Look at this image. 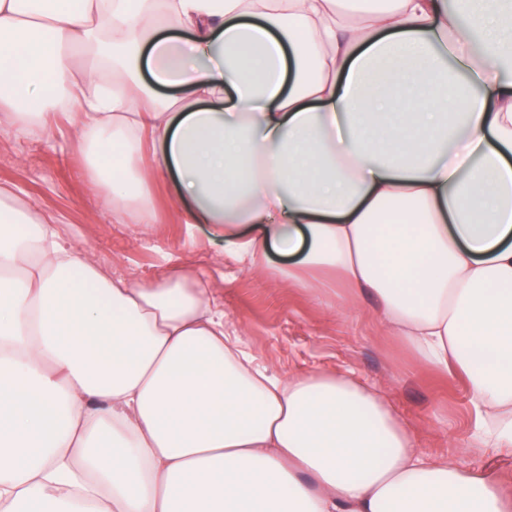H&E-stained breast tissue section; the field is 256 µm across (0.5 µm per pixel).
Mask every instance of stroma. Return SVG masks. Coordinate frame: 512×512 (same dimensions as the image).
Instances as JSON below:
<instances>
[{
	"instance_id": "stroma-1",
	"label": "stroma",
	"mask_w": 512,
	"mask_h": 512,
	"mask_svg": "<svg viewBox=\"0 0 512 512\" xmlns=\"http://www.w3.org/2000/svg\"><path fill=\"white\" fill-rule=\"evenodd\" d=\"M0 186L51 215L63 236L84 241L112 273L145 282L174 264L197 271L207 286L220 289L227 320L260 364L280 373H353L406 418L428 457L489 468L512 485V456L481 448L472 437L464 378L422 368L371 304L343 307L337 286L320 297L236 265L208 225L186 226L170 181H156L149 223H120L106 191L87 177L66 114L55 117L47 135L16 133L0 119Z\"/></svg>"
}]
</instances>
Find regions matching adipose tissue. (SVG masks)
<instances>
[{"instance_id":"adipose-tissue-1","label":"adipose tissue","mask_w":512,"mask_h":512,"mask_svg":"<svg viewBox=\"0 0 512 512\" xmlns=\"http://www.w3.org/2000/svg\"><path fill=\"white\" fill-rule=\"evenodd\" d=\"M0 0V113L62 111L93 184L249 269L335 274L512 453L506 0ZM159 87L177 96L158 98ZM0 512H512L347 374H276L175 265L132 282L0 188Z\"/></svg>"}]
</instances>
